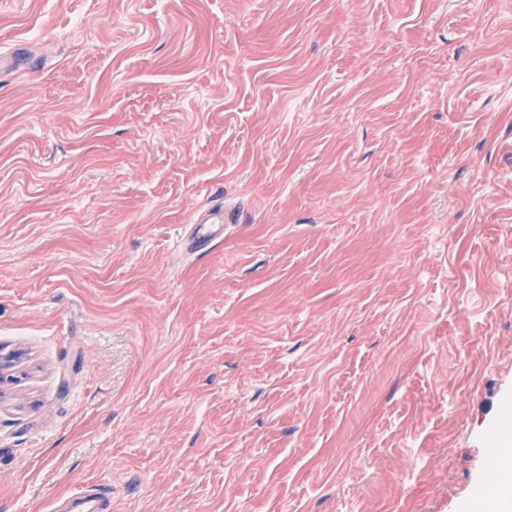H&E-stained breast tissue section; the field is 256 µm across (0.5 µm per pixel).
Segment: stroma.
Masks as SVG:
<instances>
[{
    "mask_svg": "<svg viewBox=\"0 0 512 512\" xmlns=\"http://www.w3.org/2000/svg\"><path fill=\"white\" fill-rule=\"evenodd\" d=\"M20 42L0 512H472L512 423V0H0ZM209 215L210 219L195 226L191 237L187 239V248L195 251L205 250L215 236L223 233V224H233L238 220L235 211L222 210V208L211 210ZM210 220L213 224H207ZM107 488L101 485H91L82 488L74 494L78 501L91 500L96 505L87 509L88 511L81 512H112V497Z\"/></svg>",
    "mask_w": 512,
    "mask_h": 512,
    "instance_id": "35a3bbf8",
    "label": "stroma"
}]
</instances>
